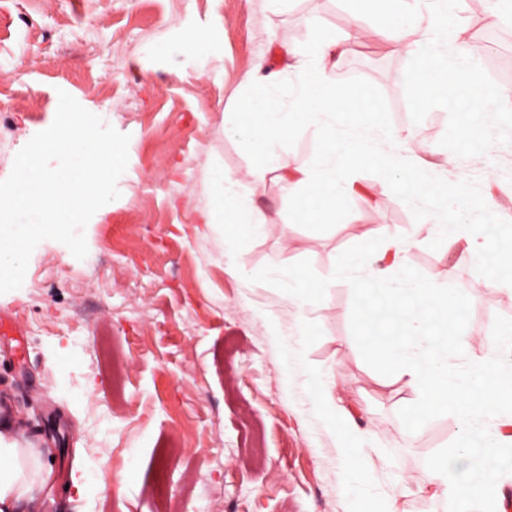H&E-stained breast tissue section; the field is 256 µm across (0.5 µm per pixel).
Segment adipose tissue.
<instances>
[{
	"mask_svg": "<svg viewBox=\"0 0 512 512\" xmlns=\"http://www.w3.org/2000/svg\"><path fill=\"white\" fill-rule=\"evenodd\" d=\"M361 10L385 12L395 44L405 45L411 57L409 88L413 106L424 110L437 102L451 112H463V129L446 155V164L430 168L405 147L401 130L385 120L375 96L366 90L336 88L328 65L345 40L317 30L289 80L277 73L260 79L256 93L243 98L224 115L226 127L240 134V143L252 163L244 176L215 171V192L202 215L205 224L224 227L226 254L244 239L266 232L261 213L238 192L242 181L258 185L279 173L274 159L296 132L315 128L322 158L295 170L296 184L306 194L296 204L293 221L311 224L336 211L338 201L353 188L357 162H367L385 177L387 188L398 192L410 207L421 208L426 221L411 225L405 238L390 243L396 259L384 269L357 263L350 267V287L366 330L357 343L392 364L393 381L414 392L407 405V424L419 426L432 416L448 413L463 426L459 450L469 461L465 477H458L440 453L427 461V481L418 494L432 499L484 501L487 512H499L500 482L512 477V411L494 412L488 390L492 380L512 382V344L497 346L490 357L473 363L462 374L448 371L456 346L455 330L465 311L449 302L441 283L426 284L404 259L405 251L441 236L455 225L466 241V253L478 252L491 260L483 286L512 293V246L504 245L499 225L474 228L467 222L472 198L449 176L457 156L481 152L500 135L512 132V106L500 86L477 89L481 50L456 28L454 17L461 0H440L427 8L423 0H357ZM418 40L404 44L406 30ZM318 408L342 438L344 460L352 473L345 490L358 502L362 488L359 462L364 432L352 412L340 404L331 380L308 383ZM40 454L21 447L0 432V512H13L33 485L44 482Z\"/></svg>",
	"mask_w": 512,
	"mask_h": 512,
	"instance_id": "1",
	"label": "adipose tissue"
}]
</instances>
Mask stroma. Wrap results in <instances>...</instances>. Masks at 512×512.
<instances>
[{"mask_svg":"<svg viewBox=\"0 0 512 512\" xmlns=\"http://www.w3.org/2000/svg\"><path fill=\"white\" fill-rule=\"evenodd\" d=\"M490 9L465 0L455 23L490 41L492 57L512 58V23ZM316 27L365 30L337 58L334 84L373 91L408 149L441 164L460 114L414 110L410 58L385 38V20L357 14L352 0H0V180L52 124L62 91L130 137L120 196L84 230L86 257L43 241L22 286L0 294V428L41 450L52 471L15 512H165L166 499L179 512H346L349 471L305 389L310 376L334 380L366 429L375 505L407 485L399 512H481L475 501L417 495L433 454H454L466 470L462 427L442 414L406 424L413 394L353 343L361 324L336 275L357 260L384 266L382 241L365 231L396 237L421 211L362 164L332 224L292 223L288 181L244 185L273 229L240 243L234 262L220 226L200 223L213 170L250 163L225 111L257 70H286V48H305ZM191 30L212 35V50L184 52ZM455 174L496 205L472 221L512 225V136L461 157ZM405 259L421 278L438 275L466 312L452 369L484 359L512 322V295L475 285L484 257L462 259L442 239ZM292 266L311 278L314 304L299 306L272 278Z\"/></svg>","mask_w":512,"mask_h":512,"instance_id":"1","label":"stroma"}]
</instances>
